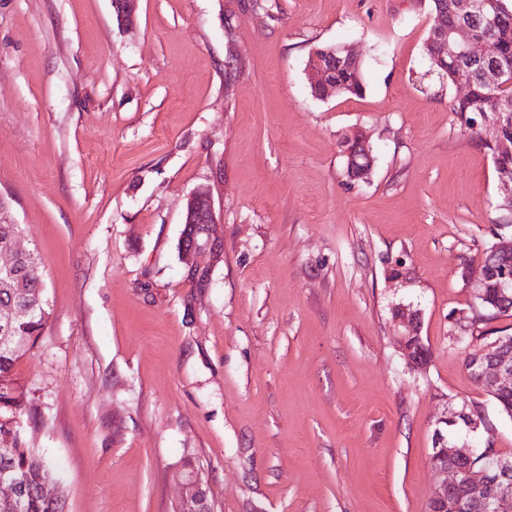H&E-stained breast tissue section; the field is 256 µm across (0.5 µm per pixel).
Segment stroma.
Segmentation results:
<instances>
[{
    "label": "stroma",
    "mask_w": 512,
    "mask_h": 512,
    "mask_svg": "<svg viewBox=\"0 0 512 512\" xmlns=\"http://www.w3.org/2000/svg\"><path fill=\"white\" fill-rule=\"evenodd\" d=\"M0 0V221L38 252L51 309L14 378L26 446L64 512H176L200 467L214 512H425L434 422L512 419L450 336L501 221L482 140L432 72L430 0ZM365 92L320 100L314 48ZM366 134L349 182L342 134ZM215 222L190 235L188 199ZM400 279H392L393 271ZM421 313L426 370L392 309ZM139 0H113L116 20L122 28H133L137 23ZM337 45L320 46L311 52L320 55L328 65L332 63L331 78L336 82V88L331 87L329 75L331 71L323 63H317L314 56L309 63L310 83L313 85L320 84L325 86L324 94L326 96L336 93L339 95L362 96L365 92V84L363 79L362 65L360 60L349 56H344L338 50ZM334 52V57L331 53Z\"/></svg>",
    "instance_id": "obj_1"
}]
</instances>
